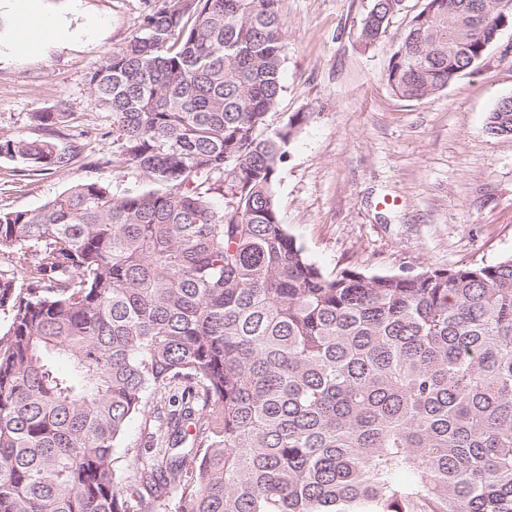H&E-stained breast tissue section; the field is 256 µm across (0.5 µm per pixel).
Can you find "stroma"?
Listing matches in <instances>:
<instances>
[{
    "mask_svg": "<svg viewBox=\"0 0 512 512\" xmlns=\"http://www.w3.org/2000/svg\"><path fill=\"white\" fill-rule=\"evenodd\" d=\"M154 0H43L48 12L94 33L17 53L13 13L0 7V133L35 138L32 113L67 105L89 130L86 151L111 153L108 120L91 104L87 79L138 30ZM372 0H281L283 92L270 128L310 118L288 144L275 181L280 218L325 273L357 267L399 274L491 264L512 254V136L487 131L494 105L512 97V26L471 72L432 96L397 97L386 74L400 36L423 0H402L371 47L359 34ZM149 183L138 172L76 159L32 172L0 156V210L32 211L72 185Z\"/></svg>",
    "mask_w": 512,
    "mask_h": 512,
    "instance_id": "1",
    "label": "stroma"
}]
</instances>
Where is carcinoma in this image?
Returning a JSON list of instances; mask_svg holds the SVG:
<instances>
[{"instance_id": "cac0c4a2", "label": "carcinoma", "mask_w": 512, "mask_h": 512, "mask_svg": "<svg viewBox=\"0 0 512 512\" xmlns=\"http://www.w3.org/2000/svg\"><path fill=\"white\" fill-rule=\"evenodd\" d=\"M401 2L373 0L364 47ZM510 2L424 0L393 93L472 69ZM283 28L280 0H158L88 77L112 137L90 166L153 188L89 180L0 211V512H512V255L324 274L273 191L309 119L268 125ZM33 120L43 135L1 133V156L83 154L70 113ZM487 129L512 135V109ZM141 424L139 420L130 423L124 439L119 448H115L114 458L119 469H126L130 463V456L125 454L126 448H138L141 438Z\"/></svg>"}]
</instances>
